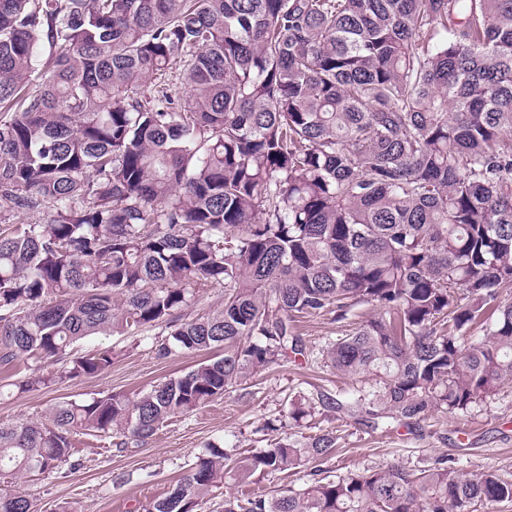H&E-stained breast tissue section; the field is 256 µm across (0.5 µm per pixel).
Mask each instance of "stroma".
I'll list each match as a JSON object with an SVG mask.
<instances>
[{
    "label": "stroma",
    "mask_w": 512,
    "mask_h": 512,
    "mask_svg": "<svg viewBox=\"0 0 512 512\" xmlns=\"http://www.w3.org/2000/svg\"><path fill=\"white\" fill-rule=\"evenodd\" d=\"M296 329L306 346L305 356L259 371L248 388L172 417L138 447L108 448L103 438L77 435L73 453L82 461L80 470L17 478L10 483V491L29 498L35 512H56L65 502L75 512H146L150 503L171 490L207 444H235L246 452L266 447L271 439L308 437L309 428L288 421L289 397L319 387L337 392L347 389L350 380L327 366L321 355L326 343L341 334L330 317L301 319ZM165 339L158 328L138 337H88L77 345V353L115 347L119 354L110 368L94 377L23 393L18 392L17 382L52 371V364L21 360L0 365V422L43 417L54 404L70 399L110 393L132 399L154 383L179 376L214 356L210 350H178L158 357L155 345ZM315 423L337 432L336 451L325 464L335 475L388 465L423 467L438 456L455 459L466 473L487 469L512 473L510 387L501 389L493 400L474 405L466 415L436 412L408 429L373 431L346 413L330 418L319 415Z\"/></svg>",
    "instance_id": "1"
}]
</instances>
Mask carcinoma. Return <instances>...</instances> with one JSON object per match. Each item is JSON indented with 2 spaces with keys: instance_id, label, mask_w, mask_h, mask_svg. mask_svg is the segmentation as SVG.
I'll return each mask as SVG.
<instances>
[{
  "instance_id": "cac0c4a2",
  "label": "carcinoma",
  "mask_w": 512,
  "mask_h": 512,
  "mask_svg": "<svg viewBox=\"0 0 512 512\" xmlns=\"http://www.w3.org/2000/svg\"><path fill=\"white\" fill-rule=\"evenodd\" d=\"M0 199V364H59L19 391L112 366L110 349L69 357L89 336L158 326L165 355L224 348L135 400L0 422L3 477L78 469L81 430L146 442L305 355L301 317L348 326L326 359L355 385L292 397L295 425L463 415L512 385V0H0ZM43 209L44 224L13 220ZM208 284L224 308L179 321ZM364 305L378 316L354 321ZM335 447L332 430L248 454L210 444L148 512L306 467L303 486L224 512L512 502V475L445 457L328 475ZM0 512L32 503L0 488Z\"/></svg>"
}]
</instances>
